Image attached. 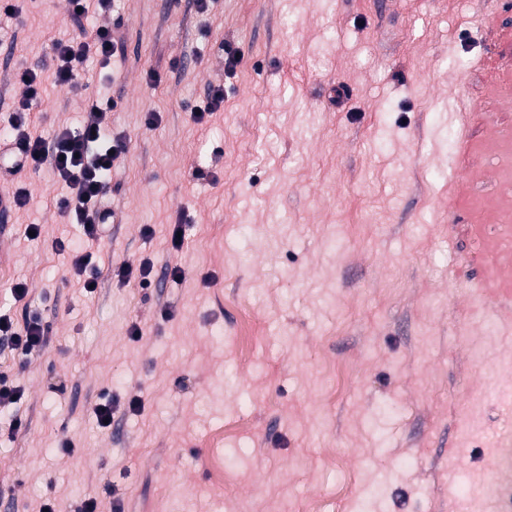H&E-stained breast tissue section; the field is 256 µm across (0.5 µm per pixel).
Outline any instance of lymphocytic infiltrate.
I'll list each match as a JSON object with an SVG mask.
<instances>
[{"label":"lymphocytic infiltrate","instance_id":"lymphocytic-infiltrate-1","mask_svg":"<svg viewBox=\"0 0 512 512\" xmlns=\"http://www.w3.org/2000/svg\"><path fill=\"white\" fill-rule=\"evenodd\" d=\"M88 0H69V17L77 32L55 42V78L58 85L75 88L76 72L90 55L104 61L120 62L125 58L124 37L119 26H101L84 31ZM13 80L23 88V96L12 106L7 142L0 149V177L17 174L23 169L50 167L65 192L57 206L70 223L80 225L86 237L99 238L105 224L112 221V210L105 201L111 194L112 167L122 145L112 141V111L115 101L89 98L83 125L79 131L62 127L52 141L33 136L31 107L39 96L38 75L32 69H18ZM49 324L41 315L27 319L21 330L10 322L0 321V341L11 350L29 356L42 352L48 345Z\"/></svg>","mask_w":512,"mask_h":512}]
</instances>
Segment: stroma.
<instances>
[{
    "label": "stroma",
    "mask_w": 512,
    "mask_h": 512,
    "mask_svg": "<svg viewBox=\"0 0 512 512\" xmlns=\"http://www.w3.org/2000/svg\"><path fill=\"white\" fill-rule=\"evenodd\" d=\"M15 6L0 131L21 95L8 79L29 67L33 135L78 128L98 92L125 150L97 240L60 213L50 171L0 180L30 193L0 229V316L52 327L27 361L0 344L24 391L0 406L13 512H75L109 485L123 512H505L483 474L512 389V292L478 287L473 227L512 209V0H114L86 25L122 18L126 59L91 57L75 91L54 74L67 0ZM212 84L223 106L195 123ZM74 250L92 254L96 293L71 276ZM143 259L146 282L118 277ZM105 394L108 429L92 412Z\"/></svg>",
    "instance_id": "1"
}]
</instances>
